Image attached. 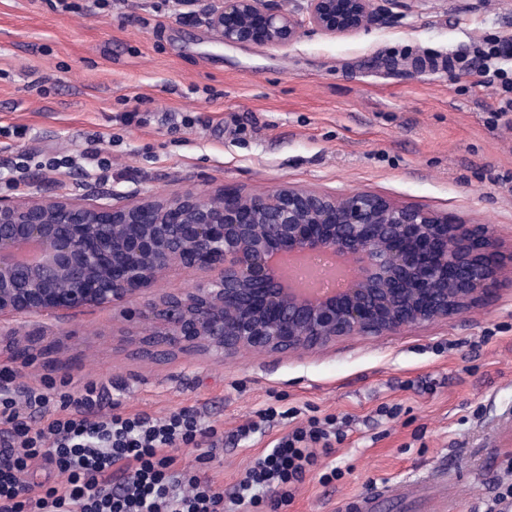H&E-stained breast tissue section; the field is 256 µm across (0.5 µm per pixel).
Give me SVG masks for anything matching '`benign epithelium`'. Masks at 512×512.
<instances>
[{
  "label": "benign epithelium",
  "mask_w": 512,
  "mask_h": 512,
  "mask_svg": "<svg viewBox=\"0 0 512 512\" xmlns=\"http://www.w3.org/2000/svg\"><path fill=\"white\" fill-rule=\"evenodd\" d=\"M226 43L283 48L303 27L354 35L379 0H211ZM501 243L489 224L363 192L186 189L117 203L0 197V318L123 305V342L145 357L304 355L346 336L400 335L462 316L491 291ZM178 265L206 278L162 295Z\"/></svg>",
  "instance_id": "benign-epithelium-1"
}]
</instances>
